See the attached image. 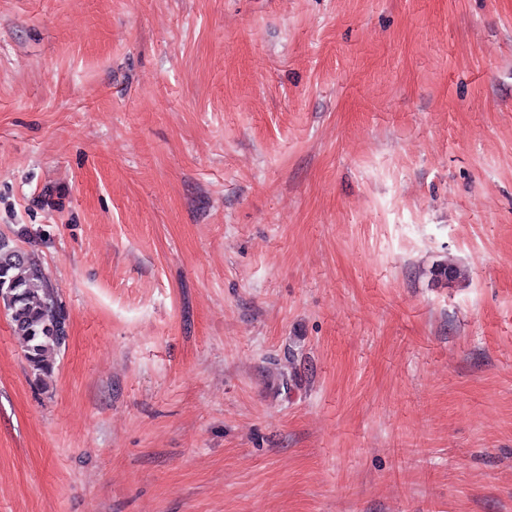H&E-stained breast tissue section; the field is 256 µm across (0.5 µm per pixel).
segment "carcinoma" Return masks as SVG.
<instances>
[{"mask_svg": "<svg viewBox=\"0 0 512 512\" xmlns=\"http://www.w3.org/2000/svg\"><path fill=\"white\" fill-rule=\"evenodd\" d=\"M432 276L449 284L462 277V270L446 261L434 266ZM0 302L26 343L31 371L38 376L49 372L51 353L66 345L64 305L42 264L4 242H0Z\"/></svg>", "mask_w": 512, "mask_h": 512, "instance_id": "1", "label": "carcinoma"}]
</instances>
